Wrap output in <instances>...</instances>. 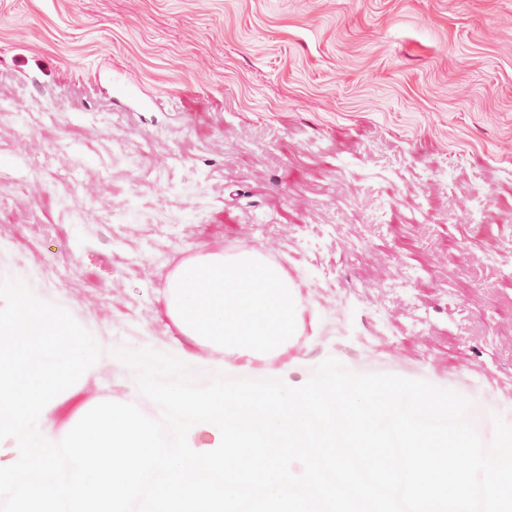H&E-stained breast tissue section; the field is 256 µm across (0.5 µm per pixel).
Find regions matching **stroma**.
<instances>
[{
    "label": "stroma",
    "mask_w": 512,
    "mask_h": 512,
    "mask_svg": "<svg viewBox=\"0 0 512 512\" xmlns=\"http://www.w3.org/2000/svg\"><path fill=\"white\" fill-rule=\"evenodd\" d=\"M0 266L115 344L185 259L299 290L277 360L512 402V0H0Z\"/></svg>",
    "instance_id": "obj_1"
}]
</instances>
